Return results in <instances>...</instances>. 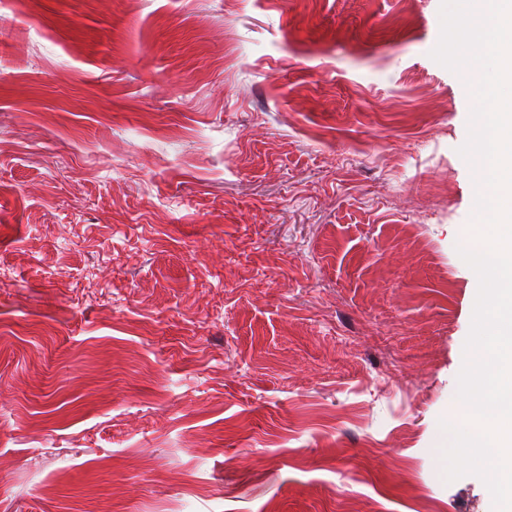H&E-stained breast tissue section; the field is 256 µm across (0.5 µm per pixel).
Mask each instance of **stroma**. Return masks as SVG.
<instances>
[{"instance_id": "35a3bbf8", "label": "stroma", "mask_w": 512, "mask_h": 512, "mask_svg": "<svg viewBox=\"0 0 512 512\" xmlns=\"http://www.w3.org/2000/svg\"><path fill=\"white\" fill-rule=\"evenodd\" d=\"M440 2L0 0V512H493Z\"/></svg>"}]
</instances>
